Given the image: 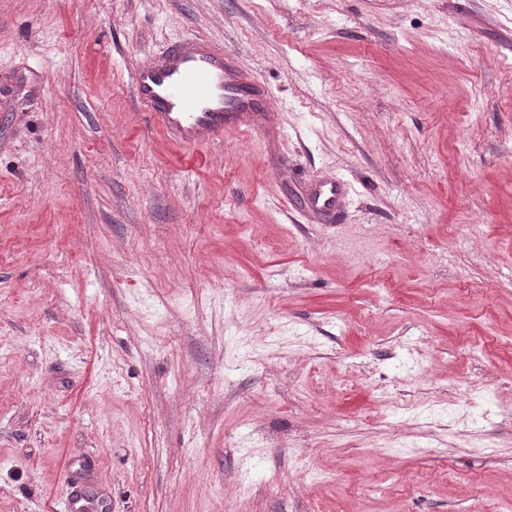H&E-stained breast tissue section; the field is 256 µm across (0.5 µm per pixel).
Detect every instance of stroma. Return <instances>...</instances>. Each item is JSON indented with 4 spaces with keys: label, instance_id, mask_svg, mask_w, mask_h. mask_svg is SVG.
I'll return each mask as SVG.
<instances>
[{
    "label": "stroma",
    "instance_id": "35a3bbf8",
    "mask_svg": "<svg viewBox=\"0 0 512 512\" xmlns=\"http://www.w3.org/2000/svg\"><path fill=\"white\" fill-rule=\"evenodd\" d=\"M190 38L271 131L148 127L133 72ZM70 476L102 512L512 501V0H0V512ZM343 189L335 180H327L318 185L309 197V208L313 211L331 214L336 212Z\"/></svg>",
    "mask_w": 512,
    "mask_h": 512
}]
</instances>
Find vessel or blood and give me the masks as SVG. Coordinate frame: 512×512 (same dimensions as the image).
Segmentation results:
<instances>
[{
	"label": "vessel or blood",
	"instance_id": "1",
	"mask_svg": "<svg viewBox=\"0 0 512 512\" xmlns=\"http://www.w3.org/2000/svg\"><path fill=\"white\" fill-rule=\"evenodd\" d=\"M134 94L150 126L186 148L223 141L225 134L269 130L274 108L232 51L202 39L180 44L140 65ZM343 194L328 180L309 197L311 210L334 213Z\"/></svg>",
	"mask_w": 512,
	"mask_h": 512
}]
</instances>
